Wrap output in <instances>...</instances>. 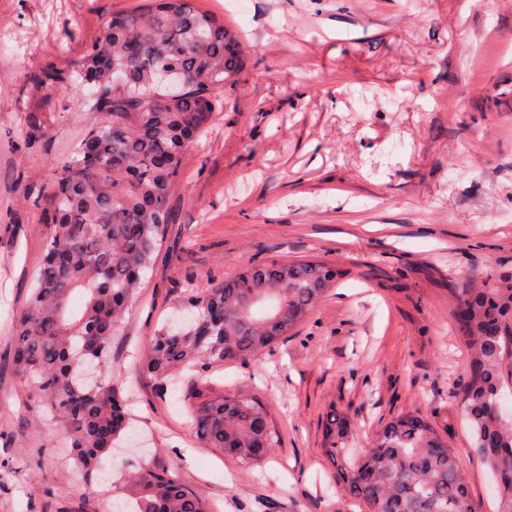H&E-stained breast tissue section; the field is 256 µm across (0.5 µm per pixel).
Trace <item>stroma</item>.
Masks as SVG:
<instances>
[{
    "label": "stroma",
    "mask_w": 512,
    "mask_h": 512,
    "mask_svg": "<svg viewBox=\"0 0 512 512\" xmlns=\"http://www.w3.org/2000/svg\"><path fill=\"white\" fill-rule=\"evenodd\" d=\"M240 38L243 71L187 152L162 247L112 342L133 421L127 447L165 462L219 512H369L321 452L330 408L367 446L427 416L459 455L479 512L500 495L456 386L462 289L512 275V0H194ZM147 0H0V512H112L122 455L88 483L65 434L14 373V326L42 264L55 171L105 121L86 86L46 91L116 13ZM343 276L289 336L211 383L246 388L279 433L249 465L203 447L181 384L158 393L134 359L177 290L264 261Z\"/></svg>",
    "instance_id": "35a3bbf8"
}]
</instances>
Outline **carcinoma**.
I'll use <instances>...</instances> for the list:
<instances>
[{"label":"carcinoma","instance_id":"1","mask_svg":"<svg viewBox=\"0 0 512 512\" xmlns=\"http://www.w3.org/2000/svg\"><path fill=\"white\" fill-rule=\"evenodd\" d=\"M242 68L236 35L214 15L192 0H150L139 13L113 15L77 69L49 67L39 77L49 89L64 81L89 86L96 111L107 116L52 180L45 211L52 229L13 353L28 402L59 420L90 481L130 425L122 384L109 370L112 339L161 245L184 155L222 111L224 87ZM340 276L319 261H269L181 288L189 319L157 330L141 372L161 394L189 372L184 402L205 447L257 463L279 442L265 406L200 379L288 335ZM75 291L85 297L79 311L69 308ZM460 308L468 311L456 320L470 354L456 397L475 428V451L497 478L498 512H512V416L500 404L512 360V281L489 284ZM322 452L370 512H478L455 453L421 415L393 418L357 451L348 417L333 407ZM117 493L133 512H214L171 466H141Z\"/></svg>","mask_w":512,"mask_h":512}]
</instances>
